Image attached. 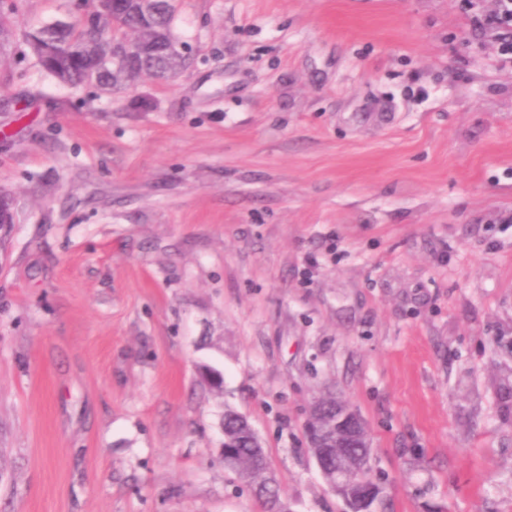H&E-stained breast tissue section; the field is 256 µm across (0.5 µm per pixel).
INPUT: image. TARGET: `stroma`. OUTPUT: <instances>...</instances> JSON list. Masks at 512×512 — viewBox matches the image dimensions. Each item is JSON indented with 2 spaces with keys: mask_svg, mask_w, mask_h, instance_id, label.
Returning <instances> with one entry per match:
<instances>
[{
  "mask_svg": "<svg viewBox=\"0 0 512 512\" xmlns=\"http://www.w3.org/2000/svg\"><path fill=\"white\" fill-rule=\"evenodd\" d=\"M0 48V512H347L328 394L390 512H512V62L494 0H179L188 65L72 88ZM224 375L211 389L199 368ZM474 23L497 32L501 55L512 59V0H495V8ZM337 403L336 398L322 399L315 405L311 414L315 426L327 437L326 451L334 457L352 454L370 458L371 448L366 426L359 440L348 441L338 424ZM224 448L230 453L227 464L239 479L261 487L268 492L263 498H258L263 512L272 509V500L279 496L277 484L273 487H263L265 473L268 471L267 455L263 447L253 448V428L241 419L240 414L233 410L224 412Z\"/></svg>",
  "mask_w": 512,
  "mask_h": 512,
  "instance_id": "stroma-1",
  "label": "stroma"
}]
</instances>
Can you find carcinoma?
Masks as SVG:
<instances>
[{
  "label": "carcinoma",
  "mask_w": 512,
  "mask_h": 512,
  "mask_svg": "<svg viewBox=\"0 0 512 512\" xmlns=\"http://www.w3.org/2000/svg\"><path fill=\"white\" fill-rule=\"evenodd\" d=\"M175 0H124L112 14L100 8L93 11L99 26L91 27L81 21H55L28 32L27 40L40 66L58 82L77 87L95 84L117 88L128 83L132 76L147 72L161 75L179 71L185 58L160 51V47L175 40L171 24ZM132 45L142 53L130 61L112 64L121 50ZM330 397L319 401L311 414L315 426L328 440L326 451L336 457L343 454L370 456L368 431L360 439L349 441L338 424L336 404ZM224 448L230 453L226 467L239 479L260 487L268 471L264 448L253 447V428L233 410L224 412ZM367 474L354 475L350 490L337 493L350 509L356 505L348 498L355 497Z\"/></svg>",
  "instance_id": "1"
}]
</instances>
